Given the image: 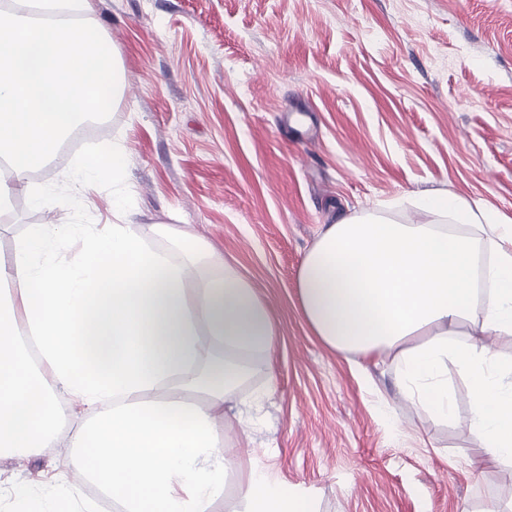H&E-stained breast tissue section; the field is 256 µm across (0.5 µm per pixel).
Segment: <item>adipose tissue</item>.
<instances>
[{
    "mask_svg": "<svg viewBox=\"0 0 512 512\" xmlns=\"http://www.w3.org/2000/svg\"><path fill=\"white\" fill-rule=\"evenodd\" d=\"M97 30L0 12V213L17 193L33 207H74L90 182L116 184L124 150L103 144L75 166L70 193L34 186L29 173L58 149L76 117L101 113L98 93H120L114 60L84 53ZM437 215L401 224L344 216L323 225L297 277L301 313L325 346L349 355L360 386H377L371 360L390 361L395 385L428 418L455 413L449 372L472 390L483 444L476 477L512 468V222L444 192L405 195ZM172 250L131 225L101 232L68 225L51 239L40 224L18 238L0 281V458L30 459L70 439L76 480L96 485L121 512H216L237 472L244 512H289L274 476L233 453L226 423L253 426L274 380L247 397L252 365L269 362L277 325L254 288L222 256L169 224ZM78 242L71 256L49 241ZM489 255L481 264V255Z\"/></svg>",
    "mask_w": 512,
    "mask_h": 512,
    "instance_id": "1",
    "label": "adipose tissue"
}]
</instances>
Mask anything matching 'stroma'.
Masks as SVG:
<instances>
[{"label": "stroma", "mask_w": 512, "mask_h": 512, "mask_svg": "<svg viewBox=\"0 0 512 512\" xmlns=\"http://www.w3.org/2000/svg\"><path fill=\"white\" fill-rule=\"evenodd\" d=\"M76 21L95 27L123 75L107 99L105 137L57 151L32 176L56 186L102 141L124 147L123 188L152 233L170 214L181 230L235 265L279 329L275 391L251 435L226 427L281 484L288 504L314 512H473L512 503V469L477 480L481 438L471 391L455 382L448 424L422 419L372 374L398 430L361 389L346 356L303 319L297 274L321 225L338 212L381 211L404 193L447 191L512 219V0H90ZM85 206L37 209L21 194L0 215V256L29 225L110 224L112 191ZM70 451L0 459V508L15 490L45 494L70 478Z\"/></svg>", "instance_id": "35a3bbf8"}]
</instances>
